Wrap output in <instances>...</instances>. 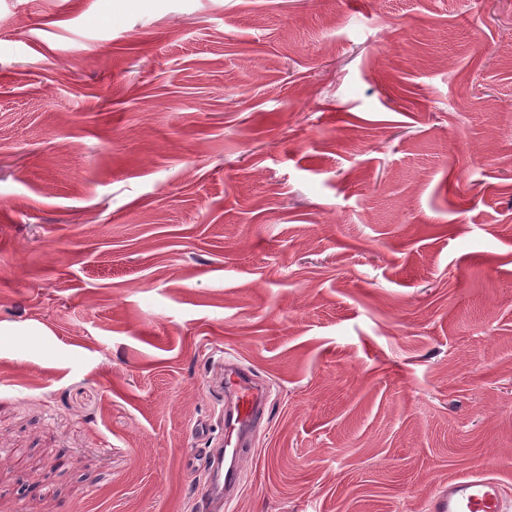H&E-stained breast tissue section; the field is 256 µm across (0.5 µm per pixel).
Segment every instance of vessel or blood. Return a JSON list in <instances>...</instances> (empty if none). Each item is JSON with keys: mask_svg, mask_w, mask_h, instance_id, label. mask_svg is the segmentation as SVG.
<instances>
[{"mask_svg": "<svg viewBox=\"0 0 512 512\" xmlns=\"http://www.w3.org/2000/svg\"><path fill=\"white\" fill-rule=\"evenodd\" d=\"M218 394L224 403V435L218 447L193 448L185 456L189 470L206 476L202 512H224L236 498L242 479L240 461L267 416L270 398L262 379L231 360L224 363ZM428 512H512V500L495 477L478 469L439 484L428 502Z\"/></svg>", "mask_w": 512, "mask_h": 512, "instance_id": "b4317fda", "label": "vessel or blood"}]
</instances>
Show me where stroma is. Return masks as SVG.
<instances>
[{"label":"stroma","mask_w":512,"mask_h":512,"mask_svg":"<svg viewBox=\"0 0 512 512\" xmlns=\"http://www.w3.org/2000/svg\"><path fill=\"white\" fill-rule=\"evenodd\" d=\"M512 499V0H0V512ZM224 360V383L217 390L224 401V437L220 448H191L185 456L190 471L206 476L203 512H223L241 488V458L250 451L255 429L266 419L270 398L267 385L249 367L229 360L222 348H214ZM512 504L502 484L477 469L448 478L437 486L428 502V512H510Z\"/></svg>","instance_id":"1"}]
</instances>
